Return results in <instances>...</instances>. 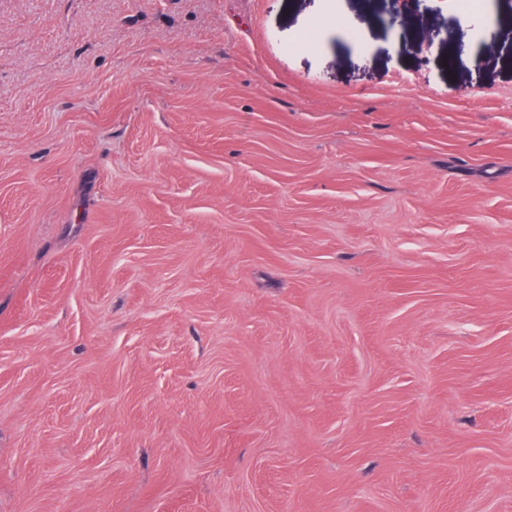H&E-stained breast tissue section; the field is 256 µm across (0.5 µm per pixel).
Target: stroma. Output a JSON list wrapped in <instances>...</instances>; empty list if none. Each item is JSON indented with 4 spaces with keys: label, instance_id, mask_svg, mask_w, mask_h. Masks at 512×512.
Masks as SVG:
<instances>
[{
    "label": "stroma",
    "instance_id": "1",
    "mask_svg": "<svg viewBox=\"0 0 512 512\" xmlns=\"http://www.w3.org/2000/svg\"><path fill=\"white\" fill-rule=\"evenodd\" d=\"M391 8L0 0V512H512V0Z\"/></svg>",
    "mask_w": 512,
    "mask_h": 512
}]
</instances>
